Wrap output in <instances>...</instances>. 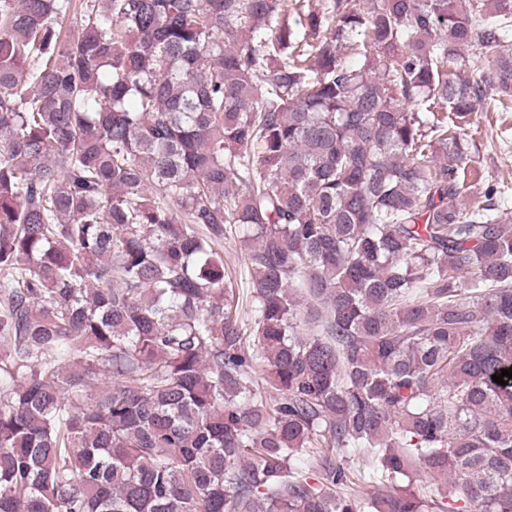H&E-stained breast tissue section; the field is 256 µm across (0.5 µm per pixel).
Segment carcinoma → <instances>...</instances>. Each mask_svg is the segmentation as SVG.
<instances>
[{
  "instance_id": "obj_1",
  "label": "carcinoma",
  "mask_w": 512,
  "mask_h": 512,
  "mask_svg": "<svg viewBox=\"0 0 512 512\" xmlns=\"http://www.w3.org/2000/svg\"><path fill=\"white\" fill-rule=\"evenodd\" d=\"M72 7L0 0V512H512V0ZM471 117L473 124L463 126L465 150L481 162L476 165L481 171L483 188H509L507 208L512 211V109L491 108ZM224 267L228 279L232 281L235 288H239L240 291V303L243 300V308L249 309V294H247L246 284L248 278V272L243 262V257L239 250V244L237 248L233 242L224 241Z\"/></svg>"
}]
</instances>
